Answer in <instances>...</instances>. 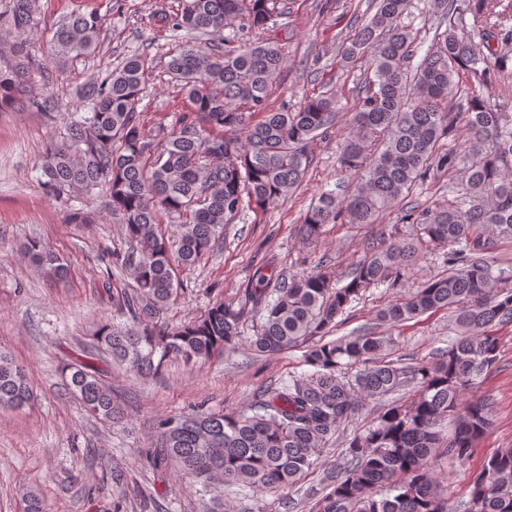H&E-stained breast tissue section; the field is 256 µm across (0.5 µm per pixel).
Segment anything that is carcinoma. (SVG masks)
<instances>
[{
  "label": "carcinoma",
  "mask_w": 512,
  "mask_h": 512,
  "mask_svg": "<svg viewBox=\"0 0 512 512\" xmlns=\"http://www.w3.org/2000/svg\"><path fill=\"white\" fill-rule=\"evenodd\" d=\"M412 0H375L374 14L353 20L338 46L346 61L367 66L348 135L337 163L353 188L323 189L304 217L303 235L317 239L342 217L376 224L403 209L411 233L394 228L367 243L364 258L341 286L323 267L288 276L271 259L257 267L238 305L222 300L179 325L164 319L179 293L178 266L200 262L244 208L264 210L302 182L310 146L340 118L336 95L309 97L296 110L271 106L281 85L284 52L276 34L284 0H182L171 27L206 35L229 28L224 43L188 46L169 62L191 112L178 129H146L138 106L148 79L146 58L126 56L101 79L80 89L87 112H74L66 132L46 148L45 185L57 196L106 186L109 208L123 224L130 248L112 254L135 286L118 295L126 318L104 324L94 340L113 361L146 375L179 356L197 362L233 348L242 325L256 322L249 347L259 355L302 351L307 370L261 388L246 409L214 411L202 401L186 414L157 423L153 465L177 466L186 484L209 496L203 512H228L225 491L236 487L288 493L367 400L413 383L415 397L393 403L372 425L346 440L343 466L329 471L310 512H512V448L484 462L468 499L439 496L431 460L464 465L492 425L493 404L464 391L498 363L492 328L512 324V268L492 256L498 237L512 239V113L470 95L453 111L448 98L466 77L496 87L512 56V0H424L440 32L411 66L415 36ZM15 34V62L0 67V109L14 103L20 75L30 68L27 37L38 25L35 0H9L0 11ZM60 59L94 53L100 20L75 15L53 35ZM462 124L469 148H442ZM237 131L236 137L225 132ZM454 205L438 212L403 208L417 186L442 174ZM186 216L177 237L162 233L161 213ZM448 255V275L432 278L378 314L396 326L427 313L452 310L458 329L430 361L393 356L395 341L371 333L326 341L367 288L392 284L432 250ZM30 261L50 279L67 266L39 239L24 244ZM67 389L88 411L117 419L121 410L99 371L65 370ZM34 399L24 371L0 352V407L20 409Z\"/></svg>",
  "instance_id": "cac0c4a2"
}]
</instances>
